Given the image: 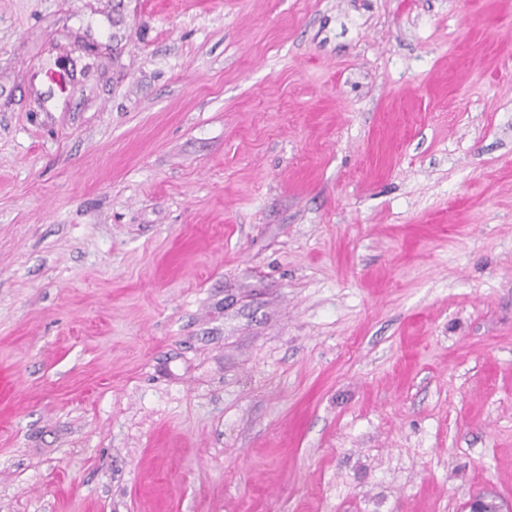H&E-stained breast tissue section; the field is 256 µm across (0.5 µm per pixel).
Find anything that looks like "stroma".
Here are the masks:
<instances>
[{"instance_id": "1", "label": "stroma", "mask_w": 512, "mask_h": 512, "mask_svg": "<svg viewBox=\"0 0 512 512\" xmlns=\"http://www.w3.org/2000/svg\"><path fill=\"white\" fill-rule=\"evenodd\" d=\"M512 503V0H0V512Z\"/></svg>"}]
</instances>
